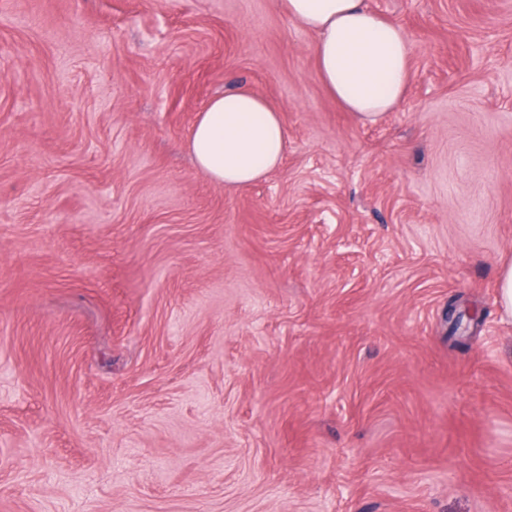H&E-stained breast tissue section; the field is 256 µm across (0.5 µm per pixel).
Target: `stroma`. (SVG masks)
<instances>
[{"instance_id":"stroma-1","label":"stroma","mask_w":512,"mask_h":512,"mask_svg":"<svg viewBox=\"0 0 512 512\" xmlns=\"http://www.w3.org/2000/svg\"><path fill=\"white\" fill-rule=\"evenodd\" d=\"M374 123L285 0H0V512H512V0H369ZM280 110L226 187L214 95ZM278 112L246 87L212 97L187 140L197 168L224 186L247 185L265 176L286 151Z\"/></svg>"}]
</instances>
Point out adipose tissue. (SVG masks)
Wrapping results in <instances>:
<instances>
[{
	"mask_svg": "<svg viewBox=\"0 0 512 512\" xmlns=\"http://www.w3.org/2000/svg\"><path fill=\"white\" fill-rule=\"evenodd\" d=\"M315 31L317 75L346 111L375 122L406 94L410 46L366 0H287ZM287 145L277 109L245 87L212 97L193 124L188 150L199 170L227 186L250 184L281 162Z\"/></svg>",
	"mask_w": 512,
	"mask_h": 512,
	"instance_id": "obj_1",
	"label": "adipose tissue"
}]
</instances>
